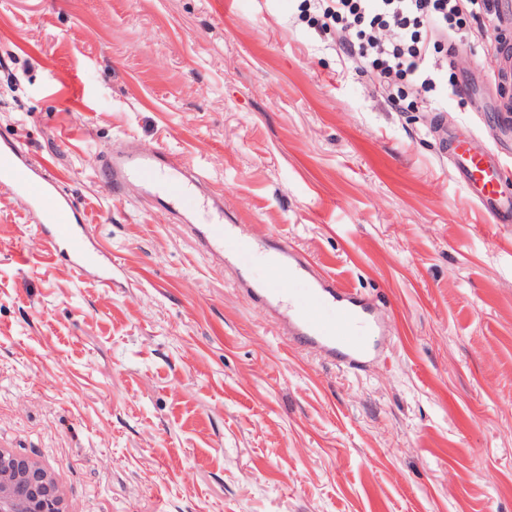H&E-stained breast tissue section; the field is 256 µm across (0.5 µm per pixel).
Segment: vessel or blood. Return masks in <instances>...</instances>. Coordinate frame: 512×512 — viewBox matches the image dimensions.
Masks as SVG:
<instances>
[{"mask_svg":"<svg viewBox=\"0 0 512 512\" xmlns=\"http://www.w3.org/2000/svg\"><path fill=\"white\" fill-rule=\"evenodd\" d=\"M450 151L456 180L496 223L512 222V193L501 188L500 165L495 155L466 141L451 142ZM98 171L102 181L111 185L113 194H121L128 183H139L154 190L162 205L170 208L203 192V201L184 218L201 248L228 257L241 274L251 269L260 256L268 265L287 269V281L266 279L247 284L246 289L259 300L280 308L291 339L323 350L351 368L359 367L368 357L370 349L364 338L373 321L366 300L313 273L281 242L238 237L233 225L224 221L222 194L210 191L205 178L187 169L177 156L136 149L113 150L103 156ZM0 188L11 193L53 254L64 256L76 274L111 283L112 266L97 246L84 210L61 189L55 177L32 164L14 140L4 136H0Z\"/></svg>","mask_w":512,"mask_h":512,"instance_id":"obj_1","label":"vessel or blood"}]
</instances>
